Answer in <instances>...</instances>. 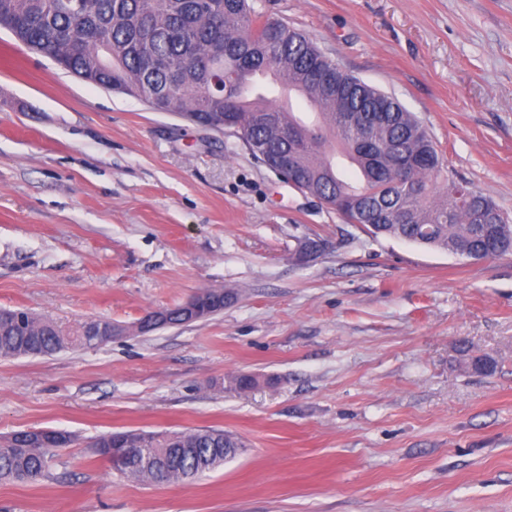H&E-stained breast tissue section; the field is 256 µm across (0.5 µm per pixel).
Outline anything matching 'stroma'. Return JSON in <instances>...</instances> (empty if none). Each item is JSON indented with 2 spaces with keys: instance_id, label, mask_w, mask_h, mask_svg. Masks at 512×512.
I'll list each match as a JSON object with an SVG mask.
<instances>
[{
  "instance_id": "obj_1",
  "label": "stroma",
  "mask_w": 512,
  "mask_h": 512,
  "mask_svg": "<svg viewBox=\"0 0 512 512\" xmlns=\"http://www.w3.org/2000/svg\"><path fill=\"white\" fill-rule=\"evenodd\" d=\"M421 121L512 219V0H254ZM325 248L302 259L306 240ZM224 310L147 334L152 309ZM129 334L0 359V438L69 432L0 512H512V258L373 238L234 134L79 79L0 29V308ZM476 357L496 369H472ZM248 374L256 386L231 389ZM218 429L188 481L94 457L110 431Z\"/></svg>"
}]
</instances>
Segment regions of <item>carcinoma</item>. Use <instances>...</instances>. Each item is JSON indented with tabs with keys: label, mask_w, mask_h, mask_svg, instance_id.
I'll list each match as a JSON object with an SVG mask.
<instances>
[{
	"label": "carcinoma",
	"mask_w": 512,
	"mask_h": 512,
	"mask_svg": "<svg viewBox=\"0 0 512 512\" xmlns=\"http://www.w3.org/2000/svg\"><path fill=\"white\" fill-rule=\"evenodd\" d=\"M0 27L26 49L107 89L139 91L161 112L195 116L213 126L231 116L254 159L282 181L321 199L373 238L496 259L512 255V224L494 201L448 174L432 138L394 96L366 84L327 57L302 32L257 12L251 0H0ZM224 78V90L211 79ZM288 84L318 111L305 122L258 86ZM371 112L365 149L347 123ZM290 130L288 139L282 129ZM350 165L357 181L343 171ZM85 323L65 331L43 319L24 336L0 327V358L48 356L87 346ZM131 438L162 465L133 459L121 472L153 482L202 475L224 463L238 443L220 430L150 434L111 432L89 443L104 458L112 441ZM71 435L41 428L0 441V482L42 481L51 449Z\"/></svg>",
	"instance_id": "cac0c4a2"
}]
</instances>
